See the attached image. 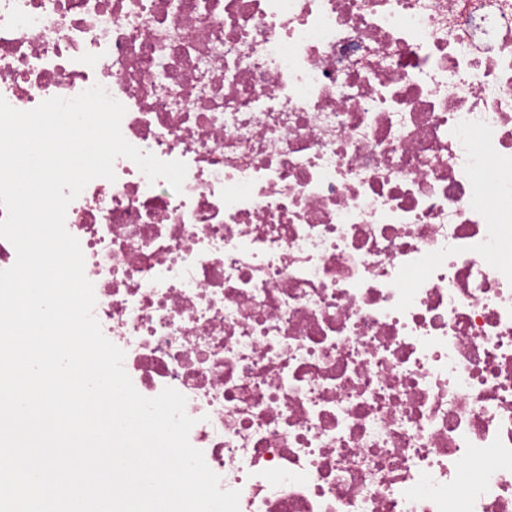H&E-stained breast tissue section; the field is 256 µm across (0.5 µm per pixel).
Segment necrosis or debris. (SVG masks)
<instances>
[{
	"label": "necrosis or debris",
	"instance_id": "4bbe7bcc",
	"mask_svg": "<svg viewBox=\"0 0 512 512\" xmlns=\"http://www.w3.org/2000/svg\"><path fill=\"white\" fill-rule=\"evenodd\" d=\"M65 225L240 512H512V0H0V97L93 85Z\"/></svg>",
	"mask_w": 512,
	"mask_h": 512
}]
</instances>
